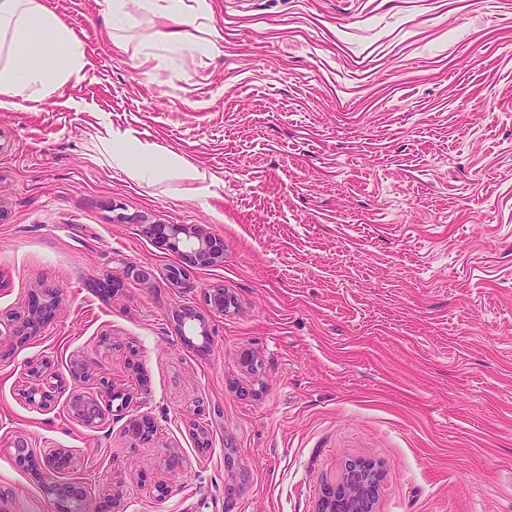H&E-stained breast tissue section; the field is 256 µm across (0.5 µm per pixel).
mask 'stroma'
<instances>
[{
  "mask_svg": "<svg viewBox=\"0 0 512 512\" xmlns=\"http://www.w3.org/2000/svg\"><path fill=\"white\" fill-rule=\"evenodd\" d=\"M41 2L85 66L0 112V322L57 299L0 338L13 512H54L20 436L73 455L89 512H319L354 461L382 472L375 512H512V0H209L215 58L154 23L115 48L104 0ZM116 132L206 193L132 178L103 152ZM151 224L222 254L188 266ZM43 361L70 391L108 379L124 415L34 408ZM140 413L144 440L123 430ZM37 300L34 298L31 301V306L28 304L27 309V316L22 320V322H19L18 324H14L9 327H7V331H5L6 336H31L32 334H35L37 331H31L33 325L35 322H44L43 319L48 318L51 316V313H47V310L45 307L41 304V309H35L37 308ZM48 315V316H47Z\"/></svg>",
  "mask_w": 512,
  "mask_h": 512,
  "instance_id": "stroma-1",
  "label": "stroma"
}]
</instances>
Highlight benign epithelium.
I'll return each mask as SVG.
<instances>
[{"instance_id":"1","label":"benign epithelium","mask_w":512,"mask_h":512,"mask_svg":"<svg viewBox=\"0 0 512 512\" xmlns=\"http://www.w3.org/2000/svg\"><path fill=\"white\" fill-rule=\"evenodd\" d=\"M149 233L163 239H178L183 234L190 240L189 260L194 265H206L212 259L215 246L211 239L197 234H190L183 226L175 224H152ZM37 300L31 301L27 309V316L18 324L7 327V331L0 330V337L32 335V327L35 323L47 318L46 308H36ZM26 376L33 377L36 391L28 394V401L36 408L44 411L49 409L63 392V385L57 384L46 388L41 383V367L35 366L27 370ZM100 394L93 396L84 393H72L69 395V406L72 413L85 425L96 427L102 424L106 417V410L102 405L104 398L112 394V385L103 381L100 383ZM15 460L24 465L37 460V466L54 478L61 471L72 466L73 458L63 450L56 449L37 454L28 441L17 438L13 442ZM379 481L378 469L369 463L354 462L348 465L340 481L325 489L321 512H373L375 488ZM58 503L62 504L64 512H87V498L85 488L78 481H55Z\"/></svg>"}]
</instances>
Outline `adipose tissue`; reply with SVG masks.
<instances>
[{"label": "adipose tissue", "instance_id": "obj_1", "mask_svg": "<svg viewBox=\"0 0 512 512\" xmlns=\"http://www.w3.org/2000/svg\"><path fill=\"white\" fill-rule=\"evenodd\" d=\"M143 11L165 20L168 44H176L177 28L195 26L208 17L207 0L186 13L182 0H140ZM84 70L78 41L41 0H0V112L19 101L51 98Z\"/></svg>", "mask_w": 512, "mask_h": 512}]
</instances>
